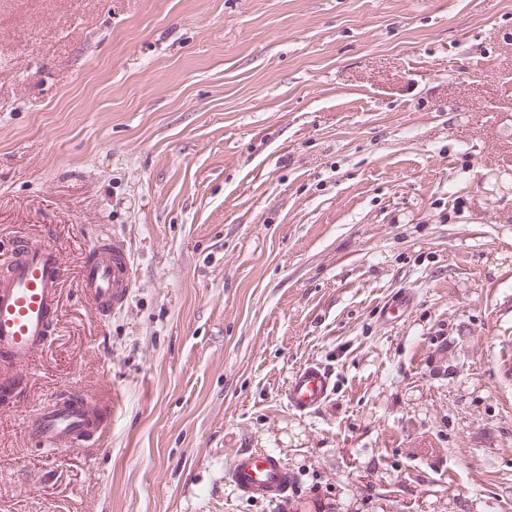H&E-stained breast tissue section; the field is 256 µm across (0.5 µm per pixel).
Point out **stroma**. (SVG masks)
Here are the masks:
<instances>
[{
  "label": "stroma",
  "instance_id": "35a3bbf8",
  "mask_svg": "<svg viewBox=\"0 0 512 512\" xmlns=\"http://www.w3.org/2000/svg\"><path fill=\"white\" fill-rule=\"evenodd\" d=\"M105 235L136 285L102 319ZM20 237L64 274L0 396V512H512V0H0ZM74 391L105 436L34 445ZM244 449L293 493L239 496ZM135 282L134 265L123 241L103 236L90 245L82 265L81 289L101 317L124 306ZM331 374L322 365L310 362L300 367L288 381L285 397L288 406L298 412H313L332 393Z\"/></svg>",
  "mask_w": 512,
  "mask_h": 512
}]
</instances>
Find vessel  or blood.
<instances>
[{
    "mask_svg": "<svg viewBox=\"0 0 512 512\" xmlns=\"http://www.w3.org/2000/svg\"><path fill=\"white\" fill-rule=\"evenodd\" d=\"M62 264L56 247L48 241L20 239L15 243V261L9 276L0 279V361L10 365V377L0 379V393L10 392L44 345L56 320ZM136 273L123 241L97 238L88 248L81 271V289L87 303L100 315L121 309L135 286ZM332 393L331 374L310 362L288 381V406L312 412ZM113 407L93 403L72 394L51 400L29 420L28 433L39 446L65 449L85 437L103 435ZM236 491L244 497L271 502L283 498L293 478L274 453L240 452L229 474Z\"/></svg>",
    "mask_w": 512,
    "mask_h": 512,
    "instance_id": "obj_1",
    "label": "vessel or blood"
}]
</instances>
